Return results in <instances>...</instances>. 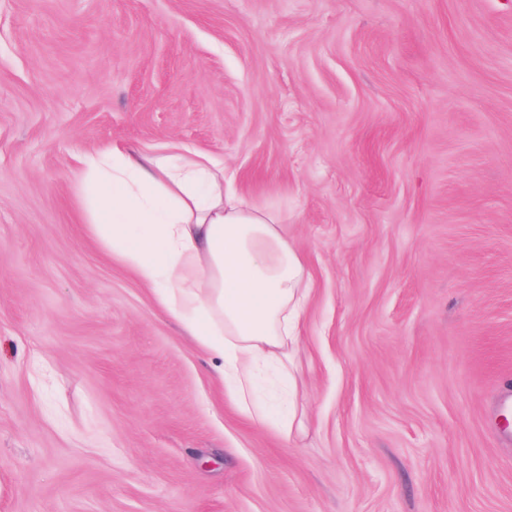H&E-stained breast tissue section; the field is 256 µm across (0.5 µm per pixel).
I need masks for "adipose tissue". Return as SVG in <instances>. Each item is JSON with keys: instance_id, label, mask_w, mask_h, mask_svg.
I'll use <instances>...</instances> for the list:
<instances>
[{"instance_id": "ef3b65f1", "label": "adipose tissue", "mask_w": 512, "mask_h": 512, "mask_svg": "<svg viewBox=\"0 0 512 512\" xmlns=\"http://www.w3.org/2000/svg\"><path fill=\"white\" fill-rule=\"evenodd\" d=\"M77 177L86 229L152 288L210 356L236 411L258 426L265 368L291 377L309 297L304 258L280 213L254 205L213 159L115 147L85 153Z\"/></svg>"}]
</instances>
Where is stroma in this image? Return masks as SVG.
<instances>
[{"mask_svg":"<svg viewBox=\"0 0 512 512\" xmlns=\"http://www.w3.org/2000/svg\"><path fill=\"white\" fill-rule=\"evenodd\" d=\"M179 142L310 274L293 429L89 235ZM512 0H0V512H512Z\"/></svg>","mask_w":512,"mask_h":512,"instance_id":"1","label":"stroma"}]
</instances>
